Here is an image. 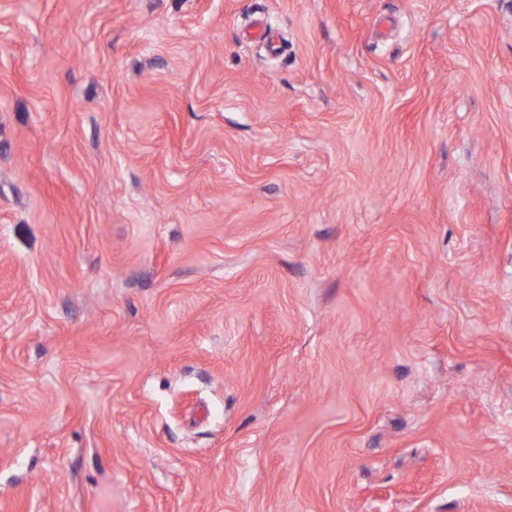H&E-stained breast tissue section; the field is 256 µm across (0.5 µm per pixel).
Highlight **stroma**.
<instances>
[{
	"mask_svg": "<svg viewBox=\"0 0 512 512\" xmlns=\"http://www.w3.org/2000/svg\"><path fill=\"white\" fill-rule=\"evenodd\" d=\"M0 512H512V0H0Z\"/></svg>",
	"mask_w": 512,
	"mask_h": 512,
	"instance_id": "stroma-1",
	"label": "stroma"
}]
</instances>
